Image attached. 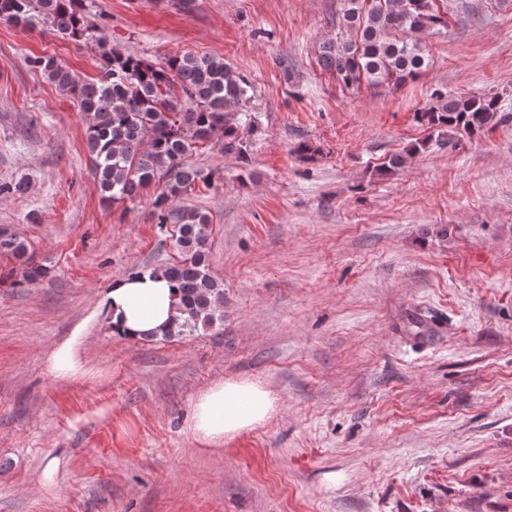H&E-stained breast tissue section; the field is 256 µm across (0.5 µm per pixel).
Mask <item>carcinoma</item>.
Listing matches in <instances>:
<instances>
[{
    "mask_svg": "<svg viewBox=\"0 0 512 512\" xmlns=\"http://www.w3.org/2000/svg\"><path fill=\"white\" fill-rule=\"evenodd\" d=\"M0 19L22 29L42 28L65 38H83L101 50L99 74L81 80L54 56L27 59L60 91L78 104L86 122L85 145L102 200L117 205L133 201L150 186L160 225L175 227L179 260L159 268L179 291L180 321L160 339L218 333L224 328V286L210 272V216L181 209L176 200L198 183L218 178L188 163L200 147L222 141L249 165V144L229 112L249 99L250 82L233 72L224 58L190 53L161 64L110 46L89 23L84 0H0ZM447 26L432 0H344L340 33L321 46L322 67L346 86L400 83L427 67L426 47L416 34ZM496 96L456 97L438 93V105L417 114L435 130L449 127L474 135L502 120ZM0 254L19 262L11 286L44 281L49 267L35 261L28 242L0 229Z\"/></svg>",
    "mask_w": 512,
    "mask_h": 512,
    "instance_id": "obj_1",
    "label": "carcinoma"
}]
</instances>
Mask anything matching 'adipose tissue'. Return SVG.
Segmentation results:
<instances>
[{
    "label": "adipose tissue",
    "instance_id": "adipose-tissue-1",
    "mask_svg": "<svg viewBox=\"0 0 512 512\" xmlns=\"http://www.w3.org/2000/svg\"><path fill=\"white\" fill-rule=\"evenodd\" d=\"M101 304L113 335L126 340L162 334L182 317L172 282L159 273L144 272L114 281L103 294ZM47 369L60 381H74L90 374L93 367L86 336L78 331L56 345L47 359ZM276 411V396L261 382L228 378L195 398L192 431L199 442L220 447L226 440L263 425Z\"/></svg>",
    "mask_w": 512,
    "mask_h": 512
}]
</instances>
